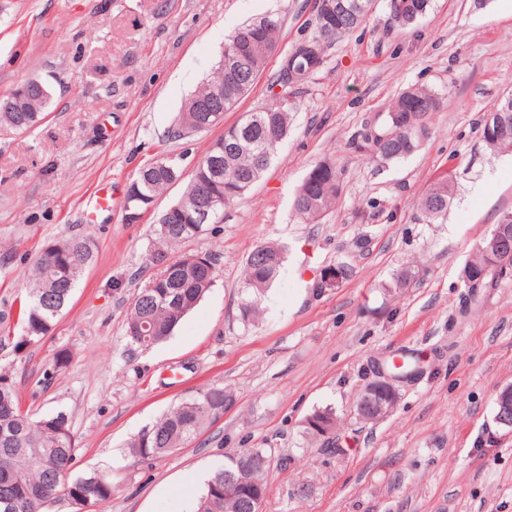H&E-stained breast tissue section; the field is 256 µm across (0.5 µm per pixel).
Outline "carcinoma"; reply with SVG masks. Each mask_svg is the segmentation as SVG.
I'll use <instances>...</instances> for the list:
<instances>
[{"label":"carcinoma","mask_w":512,"mask_h":512,"mask_svg":"<svg viewBox=\"0 0 512 512\" xmlns=\"http://www.w3.org/2000/svg\"><path fill=\"white\" fill-rule=\"evenodd\" d=\"M372 0H346L357 15L350 21L341 19L336 29L328 30L316 17L312 22V38L326 45L351 33L369 19ZM412 7L395 16L401 27L415 25L431 7V0H410ZM285 19L278 13H269L237 27L229 36L225 47L234 45L238 33L254 28L262 33L250 54L242 57L243 70L261 74L268 59L279 47ZM227 83L225 72L218 68L215 76L186 102L178 118V128L172 131L181 136L189 126L201 121L203 113L194 111L197 103L205 102L212 87ZM275 83L281 91L271 102L255 112L247 113L251 125L241 130L236 122L224 125V118L211 123L210 128L224 126V132L211 142L198 161L181 199L158 219L157 250L152 262L159 267L156 274L138 290L126 322V335L130 342L149 347L169 338L187 313L192 310L213 286L216 278V258L202 254V262L187 261L182 255L167 257V250L196 238L206 231V225L196 222L201 197L208 193L220 199L213 210L212 221H222L224 209L235 198L255 184L275 157L278 144L288 136L291 114L297 109L291 85L277 74ZM15 110L0 108V129L14 132L34 130L45 116L50 103L48 90L34 94H10ZM439 108V98L425 86H413L402 92L391 104L377 130V136H361L363 147L369 148L382 160H396L413 154L429 134V121ZM495 112H506L500 127L488 132L482 129L487 147L502 153L512 145V104L498 100ZM397 112L411 118V122L398 124L393 116ZM215 155L223 158V168L214 171L209 161ZM183 171L177 158L161 157L144 166L128 186L124 204L135 206L138 198L156 199L169 185L182 178ZM343 172L331 161L315 164L299 186L292 207L307 220H314L332 210L340 194ZM454 196V182L445 175L430 185L422 194L419 205L424 215L436 220L448 211ZM492 236L483 238L475 248V256L464 271L473 280L469 288L491 285L493 279L479 278L486 263L485 249ZM94 259L91 238H67L47 247L34 260L28 279V288L19 301L18 319L23 335L16 343L21 349L42 341L55 325L67 305L72 290L85 267ZM284 256L276 245H259L249 255L243 288L249 294L243 305L246 320L256 318L266 292L277 279ZM229 398L222 388H211L198 397L184 401L171 409L151 429L142 432L131 442L132 452L144 457H161L190 443L224 409ZM306 422L305 433L313 438L321 432L336 428V414L326 407L312 413ZM248 455L268 459L265 464L243 466V455L230 457L227 466L212 472L202 489L197 512H239V495L248 490L254 496H266L268 476L273 466L271 453L263 448H250ZM75 441L69 416L60 410L38 416L24 413L19 408V393L15 386L0 376V512H47V508L64 495L77 508V512H105L112 498V485L96 480V472L77 470Z\"/></svg>","instance_id":"1"}]
</instances>
